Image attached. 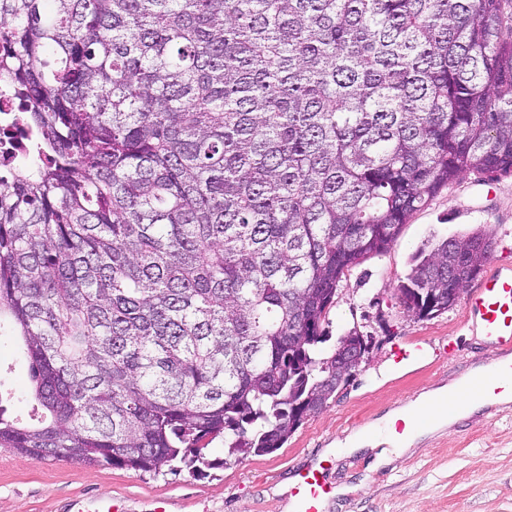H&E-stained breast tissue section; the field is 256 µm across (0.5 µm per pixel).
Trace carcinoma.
<instances>
[{
	"label": "carcinoma",
	"instance_id": "obj_1",
	"mask_svg": "<svg viewBox=\"0 0 512 512\" xmlns=\"http://www.w3.org/2000/svg\"><path fill=\"white\" fill-rule=\"evenodd\" d=\"M512 0H0L35 135L0 173V449L159 473L282 446L336 394L323 322L462 175L512 173ZM425 243L432 318L489 260ZM0 365L12 369L11 383L17 392L25 391L29 385L28 364L23 359L15 341L7 336L0 340Z\"/></svg>",
	"mask_w": 512,
	"mask_h": 512
}]
</instances>
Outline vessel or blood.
Segmentation results:
<instances>
[{
    "label": "vessel or blood",
    "mask_w": 512,
    "mask_h": 512,
    "mask_svg": "<svg viewBox=\"0 0 512 512\" xmlns=\"http://www.w3.org/2000/svg\"><path fill=\"white\" fill-rule=\"evenodd\" d=\"M466 319L476 328L484 345L499 350L490 371L472 376L462 389L469 403L486 395L505 393L512 382V271L495 270L479 283L466 303ZM321 461L294 469L286 492L292 512H323L335 497V486L326 482Z\"/></svg>",
    "instance_id": "1"
}]
</instances>
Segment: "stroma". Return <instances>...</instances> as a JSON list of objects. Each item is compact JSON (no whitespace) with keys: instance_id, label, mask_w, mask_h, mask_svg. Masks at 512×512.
I'll return each mask as SVG.
<instances>
[{"instance_id":"stroma-1","label":"stroma","mask_w":512,"mask_h":512,"mask_svg":"<svg viewBox=\"0 0 512 512\" xmlns=\"http://www.w3.org/2000/svg\"><path fill=\"white\" fill-rule=\"evenodd\" d=\"M476 229L495 243L485 272L512 265V175L460 177L413 213L388 252L349 271L325 333L334 340L354 328L371 337L369 359L282 448L230 462L217 443L208 467L160 474L0 449V512H64L70 500L96 497L120 500L125 512H152L158 499L167 501L168 512H289L287 472L326 455L333 458L328 480L346 492L324 512H512V403L461 415L416 439L389 466L373 467L367 448L343 451L356 430L387 423L401 403L487 364L491 351L467 324L463 303L421 320L397 296L423 243ZM450 341L452 353L444 349ZM416 344L423 357L394 363L397 348Z\"/></svg>"}]
</instances>
